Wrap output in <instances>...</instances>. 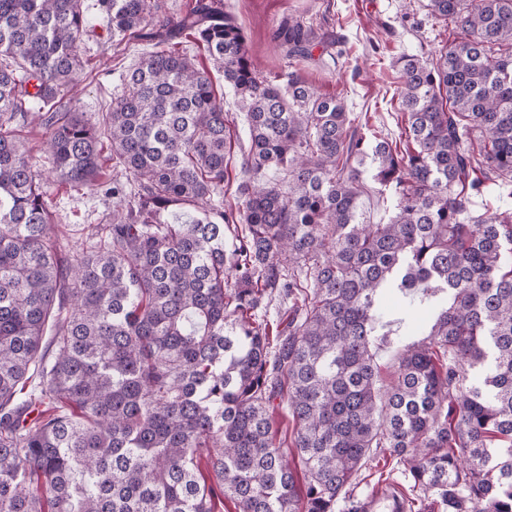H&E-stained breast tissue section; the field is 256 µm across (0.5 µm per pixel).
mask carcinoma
<instances>
[{
	"label": "carcinoma",
	"instance_id": "obj_1",
	"mask_svg": "<svg viewBox=\"0 0 512 512\" xmlns=\"http://www.w3.org/2000/svg\"><path fill=\"white\" fill-rule=\"evenodd\" d=\"M98 7L116 44L155 45L102 130L63 104L79 0H0V512H335L375 448L448 512H512V213L472 209L483 182L512 188V0L424 4L460 37L394 60L403 151L344 99L261 75L218 0L176 18L165 0ZM183 34L246 114L231 202L224 95L174 50ZM280 36L309 55L311 32ZM104 139L110 223L71 263L48 187L99 188ZM367 173L394 200L384 224L366 219ZM415 288L430 328L404 327L381 386L382 292ZM275 295L280 329L262 315ZM269 415L271 418V422L273 425V430L277 433V441L285 440V444L283 446V450L289 453L288 448L291 446V439L293 438V433L296 429L295 421L292 418L291 413L279 405V400H275L273 405L269 409Z\"/></svg>",
	"mask_w": 512,
	"mask_h": 512
}]
</instances>
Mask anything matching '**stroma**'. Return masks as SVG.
<instances>
[{"label": "stroma", "instance_id": "1", "mask_svg": "<svg viewBox=\"0 0 512 512\" xmlns=\"http://www.w3.org/2000/svg\"><path fill=\"white\" fill-rule=\"evenodd\" d=\"M80 6L92 33L80 44L83 68L68 99L73 111L99 126L139 50L115 52L97 0H80ZM224 9L243 27L248 49L266 76L283 83L294 72L320 93L343 97L356 123L400 147L405 140L393 57L435 55L455 38L421 0H224ZM405 14L410 17L406 23L401 20ZM294 24L316 35L310 56L292 59L281 48L279 31ZM48 202L67 258L81 249L90 226L109 223L112 214L111 198L84 187L51 185ZM384 483L406 494L411 479L389 450L379 448L365 461L351 494L359 500Z\"/></svg>", "mask_w": 512, "mask_h": 512}]
</instances>
